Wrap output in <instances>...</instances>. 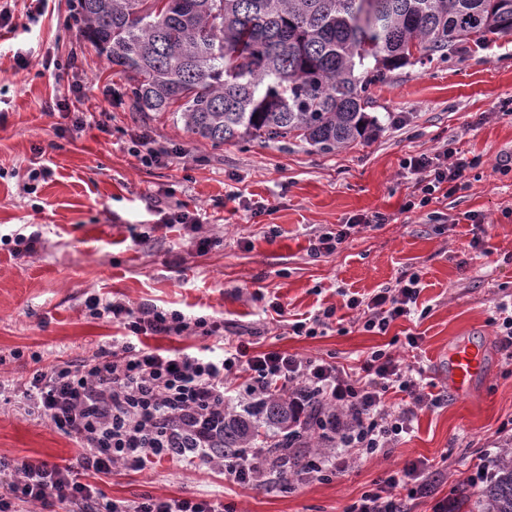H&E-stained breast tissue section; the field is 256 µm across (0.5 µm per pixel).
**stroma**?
Wrapping results in <instances>:
<instances>
[{
    "label": "stroma",
    "instance_id": "35a3bbf8",
    "mask_svg": "<svg viewBox=\"0 0 512 512\" xmlns=\"http://www.w3.org/2000/svg\"><path fill=\"white\" fill-rule=\"evenodd\" d=\"M73 4L0 0L15 28L0 42V460L64 466L77 456L71 437L24 410L21 391L35 370L79 363L124 335L123 326L90 316L86 302L97 295L203 317L252 349L349 369L386 348L424 365L443 396L416 412L388 453L303 486L238 485L218 468L170 461L88 475L105 498L219 499L226 512H344L420 460L438 469V481L432 495L409 500L408 512H433L446 497L454 512H473L480 488L471 477L512 435V358L495 323L497 304L512 302V173L498 171L512 157V34L488 36L444 63L403 67L370 87L368 111L381 128L352 147L323 154L255 140L215 148L170 113L135 109L124 79L81 37ZM77 110L110 113L108 131L75 127ZM141 132L177 157L140 165L128 146ZM449 146L459 157L482 158L467 171L466 189L433 201L438 220L403 211L415 185L404 158ZM257 201L264 210L255 216L247 206ZM175 209L194 213L197 230L163 223ZM377 213L387 223L370 221L337 252L312 255L318 234ZM33 232L35 250L18 252L17 235ZM199 236L211 238L208 251H198ZM478 238L490 258L478 257ZM407 271L422 278L425 316L398 320L384 336L364 331L344 293L369 295ZM331 306L340 324L312 338L293 334L296 320ZM410 333L421 336L419 349L405 348ZM459 341L486 352V373L466 396L448 384V348Z\"/></svg>",
    "mask_w": 512,
    "mask_h": 512
}]
</instances>
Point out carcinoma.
Returning a JSON list of instances; mask_svg holds the SVG:
<instances>
[{
    "label": "carcinoma",
    "instance_id": "carcinoma-1",
    "mask_svg": "<svg viewBox=\"0 0 512 512\" xmlns=\"http://www.w3.org/2000/svg\"><path fill=\"white\" fill-rule=\"evenodd\" d=\"M82 37L126 80L140 112H169L197 140L292 139L333 153L381 129L368 88L406 65L445 61L459 46L512 33V0H77ZM336 413L305 420L276 391L224 414L227 459L268 449L293 477L303 449L337 447ZM480 491L479 512H512V439Z\"/></svg>",
    "mask_w": 512,
    "mask_h": 512
}]
</instances>
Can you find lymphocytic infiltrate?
Masks as SVG:
<instances>
[{"label":"lymphocytic infiltrate","mask_w":512,"mask_h":512,"mask_svg":"<svg viewBox=\"0 0 512 512\" xmlns=\"http://www.w3.org/2000/svg\"><path fill=\"white\" fill-rule=\"evenodd\" d=\"M480 163L477 156L454 158L449 148L408 158L405 168L419 179L405 209L423 210L436 193L451 195L464 189L466 169ZM420 292L419 274L406 273L374 294L350 296L346 305L360 313L365 331L384 335L398 319L417 314ZM88 308L93 316L123 325L124 336L113 340L110 350L81 364L34 372L22 397L28 410L74 439L79 448L76 462L0 463V485L5 488L0 512H12L16 499L41 503L53 512H224L221 502L192 497L109 501L95 486L80 481L79 474L107 475L119 464L141 471L178 459L217 463L225 478L237 484L263 483L270 469L264 449L248 448L232 459L216 458L212 451L224 432L227 381L240 374L247 378V395L261 397L273 389L288 392L299 416L308 413L306 396L311 392L327 406L351 413V421L338 426L345 437L341 451L322 456L303 473L308 482L343 469L348 459L385 452L407 431L416 407L439 401L425 392L423 367L404 363L384 349L367 353L356 373L285 351L253 352L227 338L205 352L165 354L145 346L143 337L195 333L206 329V320L155 305L133 309L97 297L89 299ZM391 392L405 394L408 405H387L385 397ZM434 482L427 464L412 461L344 512H406V496L429 494Z\"/></svg>","instance_id":"obj_1"}]
</instances>
